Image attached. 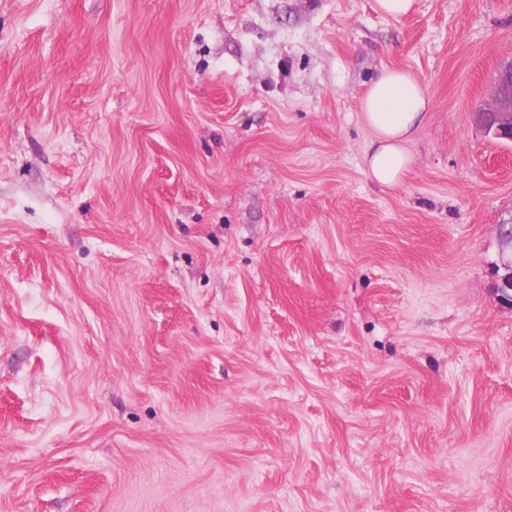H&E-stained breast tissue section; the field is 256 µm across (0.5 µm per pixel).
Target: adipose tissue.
I'll return each mask as SVG.
<instances>
[{"label": "adipose tissue", "instance_id": "ef3b65f1", "mask_svg": "<svg viewBox=\"0 0 512 512\" xmlns=\"http://www.w3.org/2000/svg\"><path fill=\"white\" fill-rule=\"evenodd\" d=\"M431 110L430 98L410 73L385 68L372 80L361 112L374 132L365 165L375 184L391 187L401 181L411 163L406 146Z\"/></svg>", "mask_w": 512, "mask_h": 512}]
</instances>
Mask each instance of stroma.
Instances as JSON below:
<instances>
[{
  "label": "stroma",
  "mask_w": 512,
  "mask_h": 512,
  "mask_svg": "<svg viewBox=\"0 0 512 512\" xmlns=\"http://www.w3.org/2000/svg\"><path fill=\"white\" fill-rule=\"evenodd\" d=\"M511 57L512 0H0V512H512ZM479 127L488 136L512 142V58L496 71L490 98L475 113ZM431 111L430 98L410 73L384 68L372 80L361 112L374 132L365 165L375 184L391 187L402 180L411 163L406 144ZM499 237L502 242V251L500 258V269L503 270L501 283L506 288H501L502 296L509 302H512V289L505 283V279L511 277L512 280V213L507 218L502 219L499 224Z\"/></svg>",
  "instance_id": "1"
}]
</instances>
